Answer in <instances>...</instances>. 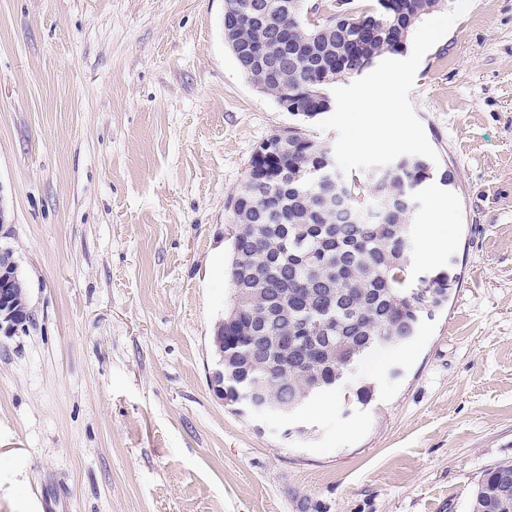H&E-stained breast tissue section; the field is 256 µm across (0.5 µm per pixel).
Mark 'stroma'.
<instances>
[{
    "instance_id": "1",
    "label": "stroma",
    "mask_w": 512,
    "mask_h": 512,
    "mask_svg": "<svg viewBox=\"0 0 512 512\" xmlns=\"http://www.w3.org/2000/svg\"><path fill=\"white\" fill-rule=\"evenodd\" d=\"M329 94L307 120L254 86L224 0H0V246L34 311L0 335V512H469L512 462V0H450ZM386 124L455 175L410 232L413 277L459 276L447 308L359 364L367 405L237 412L209 338L250 158L296 127L360 175L397 157L354 146Z\"/></svg>"
}]
</instances>
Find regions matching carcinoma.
Returning a JSON list of instances; mask_svg holds the SVG:
<instances>
[{"mask_svg":"<svg viewBox=\"0 0 512 512\" xmlns=\"http://www.w3.org/2000/svg\"><path fill=\"white\" fill-rule=\"evenodd\" d=\"M288 2L224 0V39L253 83L259 74L253 51L262 49L276 77L260 90L279 104L294 91L293 114L310 119L328 86L402 53L418 20L447 0H384L378 9L360 11L352 0H335L325 18L317 3L309 15H293ZM328 22L336 31L325 30ZM271 31L322 50L315 72L299 60L288 64ZM270 142L278 150L251 157L233 204L229 280L238 320L224 327V383L231 400L258 385L269 403L282 406L342 384L376 350L410 344L422 320L445 308L458 275L431 272L421 285L410 283L409 187L421 181L446 186L455 177L426 156H400L363 180L342 176V200L322 209L312 171L332 145L297 128ZM292 332L325 337L322 351L307 354L275 341ZM502 472L512 475V464L487 471L470 512H512V498L504 505L489 494Z\"/></svg>","mask_w":512,"mask_h":512,"instance_id":"obj_1","label":"carcinoma"}]
</instances>
